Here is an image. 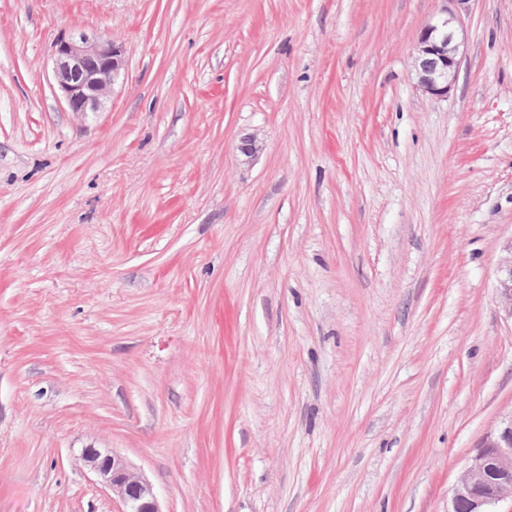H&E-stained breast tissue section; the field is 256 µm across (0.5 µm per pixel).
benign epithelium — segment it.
Masks as SVG:
<instances>
[{"label":"benign epithelium","mask_w":512,"mask_h":512,"mask_svg":"<svg viewBox=\"0 0 512 512\" xmlns=\"http://www.w3.org/2000/svg\"><path fill=\"white\" fill-rule=\"evenodd\" d=\"M435 20L417 38V87L431 98L447 97L455 82L464 21L456 5L440 0ZM54 79L71 112H97L125 70L126 51L109 37L60 35L52 43ZM499 302L512 317V242L498 268ZM81 459L98 481L123 504L120 512H161L152 484L120 455L107 448H85ZM512 499V419L489 434L468 461L453 489L448 512H494L500 501Z\"/></svg>","instance_id":"7a95c632"}]
</instances>
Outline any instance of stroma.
<instances>
[{"instance_id":"obj_1","label":"stroma","mask_w":512,"mask_h":512,"mask_svg":"<svg viewBox=\"0 0 512 512\" xmlns=\"http://www.w3.org/2000/svg\"><path fill=\"white\" fill-rule=\"evenodd\" d=\"M0 0V512H448L512 418V0ZM127 51L67 111L60 35ZM258 133L245 161L239 140ZM466 0H440L433 22L419 33L415 47L417 87L431 98L447 97L455 82L464 21L456 5ZM507 255L501 259L499 264V302L510 318H512V241L506 246ZM81 459L123 504L119 512H162L152 484L108 448H86Z\"/></svg>"}]
</instances>
